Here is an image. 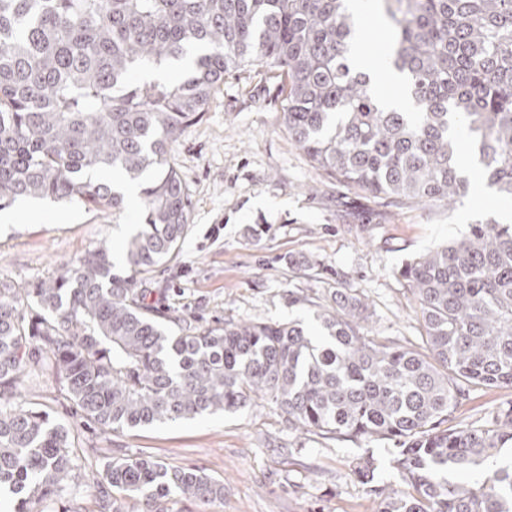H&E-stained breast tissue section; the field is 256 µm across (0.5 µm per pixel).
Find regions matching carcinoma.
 <instances>
[{
  "label": "carcinoma",
  "mask_w": 512,
  "mask_h": 512,
  "mask_svg": "<svg viewBox=\"0 0 512 512\" xmlns=\"http://www.w3.org/2000/svg\"><path fill=\"white\" fill-rule=\"evenodd\" d=\"M390 69L416 111L389 110L355 70L347 0H0V210L20 199L142 220L121 257L103 243L30 287L0 284V503L47 512L82 493L96 512H166L175 496L224 501V482L153 457L113 459L81 482L72 432L16 401L33 368L64 381L104 432L236 413L273 402L296 430L397 443L411 492L373 484L378 512H512V408L448 424L472 388L512 389V224H471L406 260L425 350L361 332L367 305L343 286L296 322L182 324L148 302L153 272L188 231L190 201L171 144L208 110L224 75L262 64L285 81L283 124L321 169L397 203L455 204L469 189L462 128L489 186L512 196V0H377ZM192 58L174 83L136 73Z\"/></svg>",
  "instance_id": "cac0c4a2"
}]
</instances>
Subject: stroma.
I'll list each match as a JSON object with an SVG mask.
<instances>
[{"label": "stroma", "instance_id": "stroma-1", "mask_svg": "<svg viewBox=\"0 0 512 512\" xmlns=\"http://www.w3.org/2000/svg\"><path fill=\"white\" fill-rule=\"evenodd\" d=\"M282 78L249 64L224 77L208 112L173 143L170 163L191 198L179 253L155 272L153 301L167 316L214 325L297 322L313 328L314 303L339 286L368 304L379 340L420 344L412 295L397 274L409 258L462 238L468 226L512 211L476 192L453 206L399 204L340 184L318 168L282 124ZM141 208L111 211L43 201L0 211V284L19 288L62 271L100 243L125 239ZM21 398L67 425L91 449L87 473L107 458L152 456L223 480V502L169 500L168 512H377L353 469L376 465L375 483L407 491L390 464L392 444L290 429L271 403L104 434L88 429L64 382L48 371L25 380ZM512 406V389L477 388L453 421L477 425Z\"/></svg>", "mask_w": 512, "mask_h": 512}]
</instances>
